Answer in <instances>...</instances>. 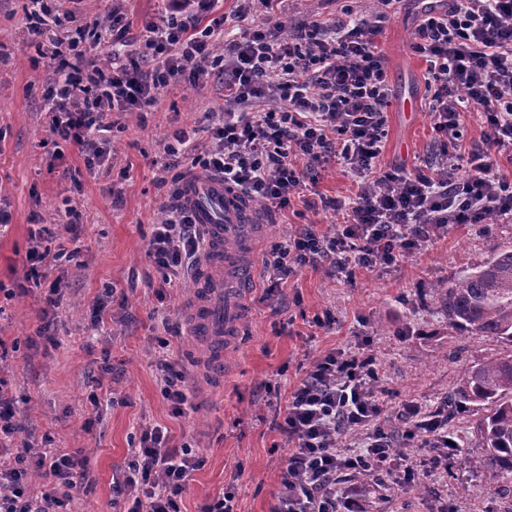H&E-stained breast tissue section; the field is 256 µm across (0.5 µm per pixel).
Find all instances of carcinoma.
<instances>
[{"mask_svg": "<svg viewBox=\"0 0 512 512\" xmlns=\"http://www.w3.org/2000/svg\"><path fill=\"white\" fill-rule=\"evenodd\" d=\"M430 293L448 328L503 345L463 366L435 410L450 423L463 411L476 413L474 435L459 447L461 465L485 490L512 499V249L494 252Z\"/></svg>", "mask_w": 512, "mask_h": 512, "instance_id": "1", "label": "carcinoma"}]
</instances>
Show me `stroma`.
Wrapping results in <instances>:
<instances>
[{"mask_svg": "<svg viewBox=\"0 0 512 512\" xmlns=\"http://www.w3.org/2000/svg\"><path fill=\"white\" fill-rule=\"evenodd\" d=\"M25 2L0 0V208L10 217L0 235V289L16 291L0 315V341L10 352L13 395L24 424L14 447L81 449L90 457L91 485L74 502V512H112V477L124 468L132 438L144 424L166 427L172 447L192 442L203 459L191 476L183 512H198L202 502L228 489L238 512H269L287 449L266 385L295 382L330 349L363 346L376 358L389 403L432 405L447 395L461 363L498 350L489 338L450 332L424 291L512 248V223L449 227L396 266L360 273L352 285L324 270L305 269L284 290V312L274 313L273 301L263 294L261 259L292 226L313 224L325 232L341 222V214L322 201L347 199L355 182L331 163L317 183L303 188L295 213L257 210L259 234L243 266L251 305L238 341L224 352V387L213 390L210 362L187 313L196 280L176 282L157 300L145 250L162 217L166 189L158 180L170 160L171 133L193 125L199 113L220 111L222 84L177 86L161 91L152 108L112 113L107 169L89 172L76 148L65 143L59 146L63 160L48 169L45 143L51 135L41 104L52 65L46 58L31 62L35 51L24 36ZM420 9L418 0H394L380 37L391 90L383 161L391 167L443 158L432 129L426 64L408 48ZM339 10L338 0H281L278 6L289 29L308 16L333 21ZM69 206L80 212L82 226L76 240H65L66 256L50 261L48 277L62 286L58 306L50 308L47 287L20 293L16 286L23 280L31 231L40 222L65 221ZM108 286L113 296L105 295ZM326 309L336 318L333 329L312 326L314 315ZM46 312L54 318V331L43 339L35 331ZM162 338L170 343V359L187 372L192 405L180 417L171 414L160 391L156 356ZM95 397L105 403L97 422L91 419ZM361 489L365 512L512 507V501L490 498L456 462L433 476L416 470L399 491L370 482Z\"/></svg>", "mask_w": 512, "mask_h": 512, "instance_id": "35a3bbf8", "label": "stroma"}]
</instances>
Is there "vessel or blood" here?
<instances>
[{"label": "vessel or blood", "instance_id": "obj_1", "mask_svg": "<svg viewBox=\"0 0 512 512\" xmlns=\"http://www.w3.org/2000/svg\"><path fill=\"white\" fill-rule=\"evenodd\" d=\"M191 202L211 243L204 265L224 270L226 288L222 291L210 287L206 278H199L189 311L198 336L211 344L210 355L218 363L222 360L220 343L225 339H237L246 306L238 293L241 265L234 252L225 251L224 243L231 240L251 245L254 230L249 224L250 215L242 204L241 194L224 186L221 180L196 182Z\"/></svg>", "mask_w": 512, "mask_h": 512}]
</instances>
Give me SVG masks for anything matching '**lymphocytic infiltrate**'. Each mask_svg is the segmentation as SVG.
<instances>
[{
  "instance_id": "lymphocytic-infiltrate-1",
  "label": "lymphocytic infiltrate",
  "mask_w": 512,
  "mask_h": 512,
  "mask_svg": "<svg viewBox=\"0 0 512 512\" xmlns=\"http://www.w3.org/2000/svg\"><path fill=\"white\" fill-rule=\"evenodd\" d=\"M264 4L256 11L255 2ZM58 0H30L26 41L39 57L54 60L45 92V119L55 139L77 148L88 169L107 165L108 139L95 138L114 112L154 106L160 91L224 82V109L203 113L210 145L199 149L190 131L173 134L170 150L186 158L171 178L146 257L154 268L157 299L186 279L208 244L186 194L199 173L219 177L264 208L284 213L305 181L337 162L355 177L358 191L330 200L343 222L328 232L304 224L266 252L267 296L278 297L303 269H324L347 283L362 271L395 265L457 224L512 221V180L498 157L512 151V0H448L427 6L414 29L411 51L426 63L433 90V129L444 162L382 170L379 157L390 105L388 71L378 38L394 0H378L365 15L345 5L328 23L307 18L285 33L275 0H239L246 29L221 41L224 16L214 0H171L160 21L148 24L134 54L119 66L104 63L129 25L121 10L106 23L61 11ZM94 40L96 55L84 44ZM480 112L487 128L482 146L463 150L462 115ZM51 225L35 230L25 252L24 277L47 278ZM157 366L172 415L188 406L185 374L164 353ZM375 358L365 349H334L318 357L290 388L277 428L288 443L270 512H358L352 480L402 486L415 472L409 456L391 451L382 421L390 411ZM406 440L421 437L429 450L422 464L447 469L455 454L448 425L434 411L407 401L396 410ZM122 475L112 479L113 502L128 512H182V498L203 459L194 446L168 444L166 430L142 427ZM89 460L78 451L11 452L0 447V512H68L89 480ZM40 486H33V476Z\"/></svg>"
}]
</instances>
